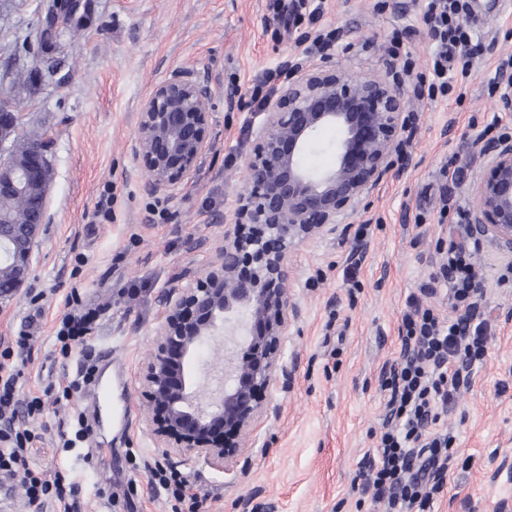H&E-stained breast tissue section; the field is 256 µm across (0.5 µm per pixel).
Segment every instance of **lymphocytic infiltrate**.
<instances>
[{
  "label": "lymphocytic infiltrate",
  "instance_id": "1",
  "mask_svg": "<svg viewBox=\"0 0 512 512\" xmlns=\"http://www.w3.org/2000/svg\"><path fill=\"white\" fill-rule=\"evenodd\" d=\"M466 6L467 0H426L423 21L431 44L428 72L416 71L402 31L391 33L387 53L397 61L398 74L412 82L418 100L432 103L449 98L458 81L471 75L483 45L460 20ZM466 256V245L453 244L439 265L452 298L448 320L409 300L402 318L399 358L380 376V387L389 394L387 421L363 487L373 490L385 512H432L446 485L451 438L437 424L482 359L489 339L488 324L477 320L478 303L470 298L474 274ZM98 316L95 308L65 315L54 341L61 361L85 353ZM33 341L23 329L11 345L0 349V474L20 479L36 512L48 501L60 505L63 512H78V491L61 471L30 465L29 450L41 436L29 420L43 413L46 400L70 401L73 392L91 378L93 366L85 364L78 379L68 385L51 383L41 393L20 395L24 356Z\"/></svg>",
  "mask_w": 512,
  "mask_h": 512
}]
</instances>
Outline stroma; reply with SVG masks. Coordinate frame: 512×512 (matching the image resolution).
<instances>
[{"label": "stroma", "mask_w": 512, "mask_h": 512, "mask_svg": "<svg viewBox=\"0 0 512 512\" xmlns=\"http://www.w3.org/2000/svg\"><path fill=\"white\" fill-rule=\"evenodd\" d=\"M72 29L57 43L36 44L42 0H0V96L21 114L19 136L54 139L45 220L21 290L0 300V346L22 328L35 340L22 388L69 382L81 360L54 361L63 298L78 287L84 304L100 308L90 351L98 373L125 367L127 395H113L111 415L84 395L47 405L34 421L43 441L32 461L62 469L79 489L81 512H171L170 496L153 468L187 475L206 499L205 512H384L356 483L383 430L388 395L385 367L400 351L399 329L411 296L447 317L448 286L436 280L450 243L469 238L455 207L469 209L467 188L479 177V151L496 141L491 120L512 128V112L489 98L485 79L499 56L512 55V0L469 26L490 49L459 87L463 104L412 99L418 119L405 132L408 157L351 217L337 243L317 239L296 247L286 293L299 310L281 340L287 384L267 393L250 447L228 470L201 458L162 456L145 429L148 402L139 373L153 353L161 300L169 285L197 278L221 238L236 199L248 188L241 156L252 146L246 126L256 106L249 89L275 75L293 55L288 15L279 0H84ZM322 25L339 29L330 60L359 76L389 71L387 34L406 31L418 63L428 56L421 0H325ZM53 60L56 77L30 89L16 65ZM181 69L211 87V149L201 169L175 196L150 191L143 158L132 151L141 100ZM460 170L445 185L442 166ZM112 199V219L86 220L95 202ZM449 213H441L442 205ZM371 222L364 256L350 259L360 224ZM205 247L189 252V240ZM85 255V265L75 262ZM491 324L482 364L442 413L453 438L447 484L434 512H512V256L481 240L470 256ZM83 414L79 447L62 452L63 422ZM98 451L86 468L88 451Z\"/></svg>", "instance_id": "35a3bbf8"}]
</instances>
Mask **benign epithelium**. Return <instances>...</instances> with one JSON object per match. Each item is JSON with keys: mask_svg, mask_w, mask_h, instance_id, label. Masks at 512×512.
Segmentation results:
<instances>
[{"mask_svg": "<svg viewBox=\"0 0 512 512\" xmlns=\"http://www.w3.org/2000/svg\"><path fill=\"white\" fill-rule=\"evenodd\" d=\"M61 0H43L55 18L37 41L49 45L64 27ZM211 91L187 74L156 85L141 105L135 152L147 164L150 189L174 190L211 149ZM260 120H249L254 144L242 156L250 188L213 247L204 274L165 292L156 348L140 373L153 406L145 425L164 456L202 458L222 469L257 430L258 394L288 378L281 337L298 308L284 292L293 250L336 236L388 177L409 124L400 84L356 78L324 61L290 77ZM19 113L0 98V201L23 198L44 216L52 178L51 145L30 141L17 161ZM336 131L335 163L311 170L303 158L316 134ZM482 173L471 191L470 233L512 255V143L482 148ZM39 223L0 224V265L17 291L29 273ZM243 320L241 353L225 356L224 375L207 397L196 383L200 348Z\"/></svg>", "mask_w": 512, "mask_h": 512, "instance_id": "1", "label": "benign epithelium"}]
</instances>
